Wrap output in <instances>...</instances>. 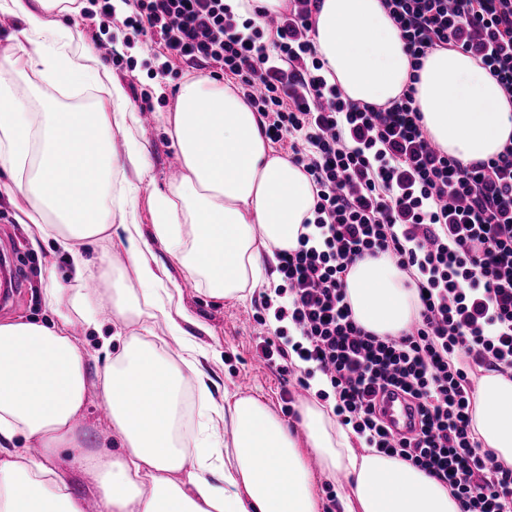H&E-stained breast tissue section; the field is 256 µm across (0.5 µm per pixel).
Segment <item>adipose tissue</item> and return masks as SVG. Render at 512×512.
I'll use <instances>...</instances> for the list:
<instances>
[{
  "label": "adipose tissue",
  "mask_w": 512,
  "mask_h": 512,
  "mask_svg": "<svg viewBox=\"0 0 512 512\" xmlns=\"http://www.w3.org/2000/svg\"><path fill=\"white\" fill-rule=\"evenodd\" d=\"M64 0H0V11L24 26L12 55L0 58V195L22 199V211L42 236L64 248L99 240L112 226L127 233L142 301L112 295L122 319L167 317L166 289L144 252L150 247L137 219L139 180L150 173L144 146L126 161L134 180H120L104 205L106 146L113 132L139 121L124 86L110 76L80 34L60 35L47 11ZM314 40L335 83L355 102L384 104L410 84V57L382 0H322ZM91 77L105 100L79 108L40 111L38 96L19 94L18 80L37 74L69 84L71 73ZM415 100L428 136L463 161H478L512 143V99L474 58L439 49L423 61ZM164 121L183 160L184 174L153 197V240L200 273L209 296L238 299L267 283L266 267L295 250L301 233L318 237L314 195L302 167L278 155L260 118L230 85L203 77L185 80L177 108ZM101 149L84 152L87 140ZM355 320L379 336L407 330L419 309L409 277L389 256L356 260L346 278ZM49 321L0 322V512H84L75 479L94 475L99 512H323L303 448L323 476L344 477L351 493L344 512H461L447 486L423 470L373 449L357 450L351 427L318 402L299 408L307 445L260 398L225 395L216 403L196 364L198 344L169 320L182 346L173 363L153 343L133 334L97 374L107 422L119 450L79 426L89 378L88 350L71 331L88 319V288H45ZM190 393L197 431L184 445L178 430L183 393ZM224 423V437L213 432ZM473 426L483 445L512 463V377L492 371L475 393ZM38 454H31L28 443ZM150 486L143 494L142 486Z\"/></svg>",
  "instance_id": "ef3b65f1"
}]
</instances>
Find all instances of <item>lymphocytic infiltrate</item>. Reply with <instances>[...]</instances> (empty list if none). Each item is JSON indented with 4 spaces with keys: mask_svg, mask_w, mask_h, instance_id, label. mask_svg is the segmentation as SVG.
Here are the masks:
<instances>
[{
    "mask_svg": "<svg viewBox=\"0 0 512 512\" xmlns=\"http://www.w3.org/2000/svg\"><path fill=\"white\" fill-rule=\"evenodd\" d=\"M382 4L414 70L385 104L353 102L324 78L312 38L318 0H288L253 20L225 0H132L123 24L168 61L232 83L310 180L321 243L304 235L282 254L291 305L276 313L301 340L283 347L275 330L261 357L315 362L342 423L448 486L463 512H512V464L482 447L472 426L474 370L512 377V143L464 162L434 147L414 98L417 72L438 49L470 54L512 98V0ZM383 254L408 273L420 302L397 336L361 327L345 291L357 259ZM390 388L417 411L411 436L380 417L377 398Z\"/></svg>",
    "mask_w": 512,
    "mask_h": 512,
    "instance_id": "lymphocytic-infiltrate-1",
    "label": "lymphocytic infiltrate"
}]
</instances>
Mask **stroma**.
<instances>
[{
	"mask_svg": "<svg viewBox=\"0 0 512 512\" xmlns=\"http://www.w3.org/2000/svg\"><path fill=\"white\" fill-rule=\"evenodd\" d=\"M48 19L80 32L91 44L101 40L122 43L119 52L122 64L109 66L108 71L125 86L133 107L147 102L157 112L175 111L183 80L209 74L202 67L173 73L165 57L142 49L141 37L123 26L120 15L101 19L89 28L71 13L54 12ZM131 137L147 148L152 160L151 173L138 192L139 225L144 237L151 240V250L145 258L156 269L163 285L173 291L171 313L187 311L201 325L195 333L199 345L197 359L200 369L212 380L214 398L223 400L225 393H237L245 387L283 421L294 422L296 413L289 410L286 393L294 389L301 375L299 367L293 365L283 372L259 362L258 344L272 326L275 303L270 289L256 288L241 300L209 297L203 277L153 240L152 198L156 191L167 189L171 183L168 169L175 150L164 125L149 121L144 115L130 132L114 135L122 144ZM19 215L16 202L1 196L0 263L12 268L17 284L8 301L0 302V321L43 320L49 315L44 301L47 271H55L59 281L69 287L75 283L74 264L53 239L30 234L26 225L19 223ZM127 246L125 234L116 226L110 237L87 247L89 256L95 260L94 276L89 282L96 290L94 317L105 330H119L126 335L133 333L134 328L113 314L110 296L117 287L132 299L141 294L137 270L128 258Z\"/></svg>",
	"mask_w": 512,
	"mask_h": 512,
	"instance_id": "35a3bbf8",
	"label": "stroma"
}]
</instances>
